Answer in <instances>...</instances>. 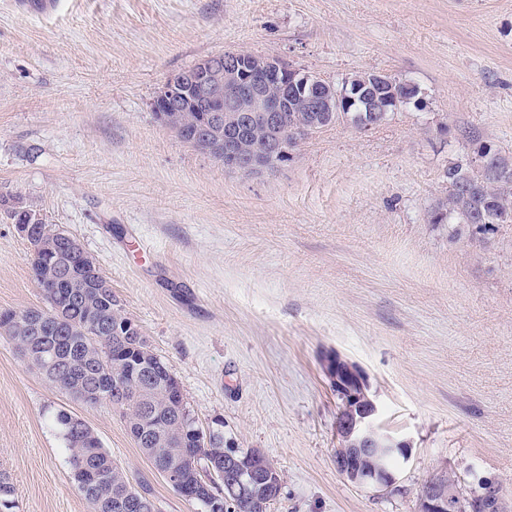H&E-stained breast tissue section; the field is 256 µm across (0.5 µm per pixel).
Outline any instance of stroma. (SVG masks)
I'll return each mask as SVG.
<instances>
[{"instance_id":"1","label":"stroma","mask_w":512,"mask_h":512,"mask_svg":"<svg viewBox=\"0 0 512 512\" xmlns=\"http://www.w3.org/2000/svg\"><path fill=\"white\" fill-rule=\"evenodd\" d=\"M227 50L335 83L380 72L421 101L339 123L247 174L156 121L167 77ZM512 156V0H0V195L68 232L201 426L283 477L271 512H419L444 469L512 497V224H434L477 142ZM0 210V310L43 306ZM366 374L408 443L380 492L336 468L323 358ZM83 419L159 512H202L109 406L71 401L0 336V474L11 512H89L57 408Z\"/></svg>"}]
</instances>
